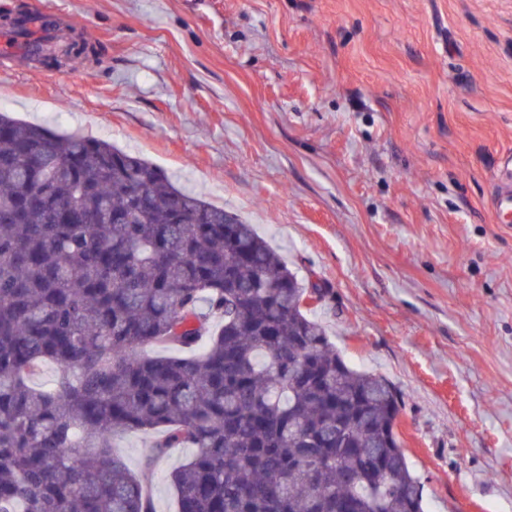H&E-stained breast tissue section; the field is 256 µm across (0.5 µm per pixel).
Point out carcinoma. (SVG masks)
I'll return each mask as SVG.
<instances>
[{"mask_svg": "<svg viewBox=\"0 0 512 512\" xmlns=\"http://www.w3.org/2000/svg\"><path fill=\"white\" fill-rule=\"evenodd\" d=\"M308 292L140 155L0 111V512H156L175 448L195 449L175 512H424L398 392L335 349ZM119 432L153 435L140 471Z\"/></svg>", "mask_w": 512, "mask_h": 512, "instance_id": "obj_1", "label": "carcinoma"}]
</instances>
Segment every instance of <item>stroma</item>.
I'll return each instance as SVG.
<instances>
[{
    "label": "stroma",
    "instance_id": "35a3bbf8",
    "mask_svg": "<svg viewBox=\"0 0 512 512\" xmlns=\"http://www.w3.org/2000/svg\"><path fill=\"white\" fill-rule=\"evenodd\" d=\"M103 64L0 69V110L144 155L329 288L403 400L425 512H512V0H44ZM160 461L157 512H174ZM511 160L508 159L502 172L500 189L493 198L492 206L497 214L507 223H510L512 217V182L508 180L509 167Z\"/></svg>",
    "mask_w": 512,
    "mask_h": 512
}]
</instances>
